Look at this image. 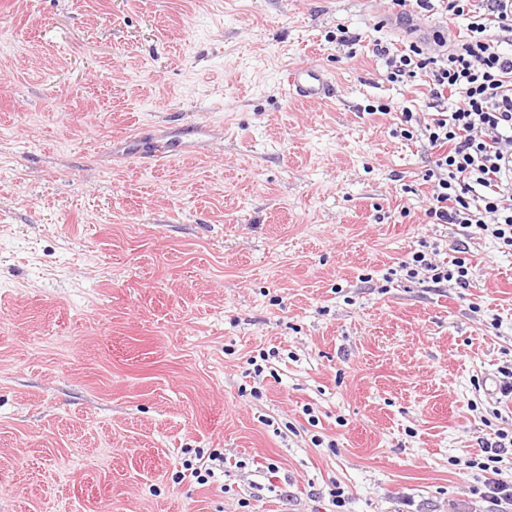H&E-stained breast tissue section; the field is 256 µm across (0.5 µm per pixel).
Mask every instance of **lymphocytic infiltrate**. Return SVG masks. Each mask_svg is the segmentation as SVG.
<instances>
[{
	"instance_id": "1",
	"label": "lymphocytic infiltrate",
	"mask_w": 512,
	"mask_h": 512,
	"mask_svg": "<svg viewBox=\"0 0 512 512\" xmlns=\"http://www.w3.org/2000/svg\"><path fill=\"white\" fill-rule=\"evenodd\" d=\"M420 11H444L467 17V38L439 39L436 55L417 44L404 50L376 43L386 78L408 82L423 78L431 114L423 132L437 157L422 176L431 191L425 215L432 224H454L487 232L512 248V205L501 199L512 192V0H415ZM452 264L420 250L401 264L407 277L428 274L432 283L470 285L469 268L458 245ZM483 502L512 506V480L499 465L512 456V436L482 439Z\"/></svg>"
}]
</instances>
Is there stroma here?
Segmentation results:
<instances>
[{
    "label": "stroma",
    "instance_id": "1",
    "mask_svg": "<svg viewBox=\"0 0 512 512\" xmlns=\"http://www.w3.org/2000/svg\"><path fill=\"white\" fill-rule=\"evenodd\" d=\"M400 13L0 0V512H471L468 460L512 432V251L469 240L467 288L400 268L458 238L396 133L427 88L373 51ZM307 63L332 99L289 96ZM187 448L223 476L177 480Z\"/></svg>",
    "mask_w": 512,
    "mask_h": 512
}]
</instances>
